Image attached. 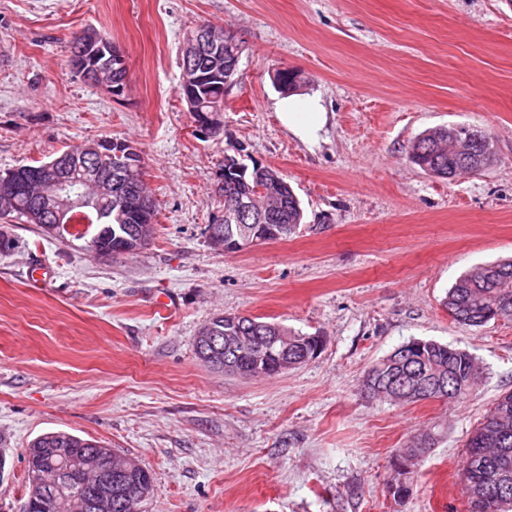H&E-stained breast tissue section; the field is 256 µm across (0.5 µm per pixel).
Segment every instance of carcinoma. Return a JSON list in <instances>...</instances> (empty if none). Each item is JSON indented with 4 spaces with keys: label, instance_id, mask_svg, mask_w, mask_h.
<instances>
[{
    "label": "carcinoma",
    "instance_id": "1",
    "mask_svg": "<svg viewBox=\"0 0 512 512\" xmlns=\"http://www.w3.org/2000/svg\"><path fill=\"white\" fill-rule=\"evenodd\" d=\"M96 41L70 43V55L78 53L87 57L90 65L99 68L111 64L112 38L99 30L94 31ZM204 80L190 91L178 89L192 115L211 112L224 106V70L200 67ZM111 139H102L68 149L65 154H86L89 162L101 174L112 171ZM411 161L427 174L450 180L461 173H475L485 169L492 161V148L484 131L471 126L458 125L450 132L436 128L418 137L409 152ZM135 176L126 194H139L143 188L144 161L141 154L131 159ZM232 179L215 189L221 198L252 203L253 210L241 214L232 212L228 218L212 224L223 226L224 251L237 252L247 247L231 235L229 225L252 224L255 215L266 216L261 235L264 242L286 239L295 235L303 223V210L292 187L280 179L278 187L264 182L258 163L243 164L239 172L230 173ZM40 191L37 185L14 192L9 208L0 209V219L20 216L34 224L45 235L57 223L54 217H44L36 209L34 194ZM93 224H104L112 231L95 233L88 241L91 251L102 254L110 251L119 242V237L128 236L125 226L139 223L137 214L123 211L121 200L116 197L101 201L100 210L83 207ZM448 314L457 322L481 327L492 320L512 321V260L498 261L476 266L462 274L448 289L443 299ZM275 327L283 339L265 351L263 374L279 372L283 352L292 357L297 352L312 347L314 339L300 335L280 323H270L248 316H215L205 327L215 337L212 342L194 341L196 354L207 367L217 372L224 371V346L228 336H265L269 327ZM244 341L237 351L240 357L237 369L245 374H254L252 350ZM480 367L468 352L452 348L433 340L421 341V351L415 359H405L395 350L367 373L364 390L372 397L396 404H414L424 399L459 400L467 396L480 378ZM496 428L508 438L501 445L485 441L490 428ZM425 439L431 445L436 435L425 432L405 448L403 460L415 459L424 453L416 442ZM94 459L101 466L116 464L119 454L95 440H88L66 432H48L35 438L28 448L27 493L21 512H96L85 496L80 494L83 481L90 477L85 472L86 459ZM133 486L150 495L153 493V478L148 469L138 466L128 475ZM499 483L508 491L486 499L481 512H512V392L505 393L493 403L482 421L472 432L465 445V459L461 472L462 493L467 504L473 505L474 497L483 489Z\"/></svg>",
    "mask_w": 512,
    "mask_h": 512
}]
</instances>
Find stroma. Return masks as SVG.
I'll return each mask as SVG.
<instances>
[{
    "instance_id": "1",
    "label": "stroma",
    "mask_w": 512,
    "mask_h": 512,
    "mask_svg": "<svg viewBox=\"0 0 512 512\" xmlns=\"http://www.w3.org/2000/svg\"><path fill=\"white\" fill-rule=\"evenodd\" d=\"M244 41L224 90L223 134L203 137L177 88L184 32ZM106 31L128 72L120 98L75 76L74 34ZM325 124L307 142L280 120L274 76ZM467 124L493 161L452 181L409 159L424 131ZM140 151L155 238L103 258L86 240L11 219L0 254V512L26 497V450L47 432L101 442L154 478L143 512H467L464 446L512 390V321H454L442 300L467 269L512 257V0H0V172L101 138ZM244 147L295 190L290 238L215 249L207 226L225 152ZM44 270L47 281L33 285ZM321 337L272 376L211 370L194 338L214 315ZM472 354L460 401L367 396L368 370L400 345ZM432 430L394 499L395 454Z\"/></svg>"
}]
</instances>
